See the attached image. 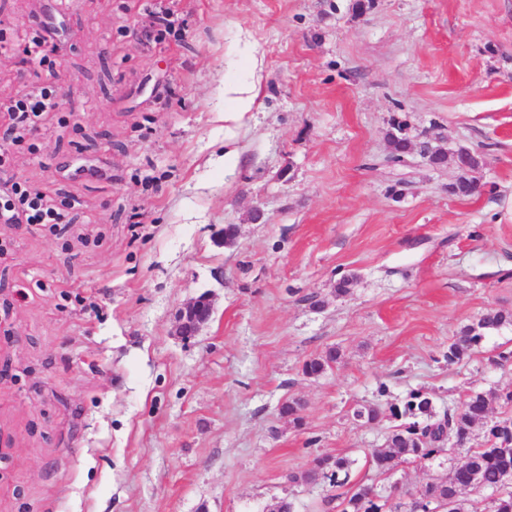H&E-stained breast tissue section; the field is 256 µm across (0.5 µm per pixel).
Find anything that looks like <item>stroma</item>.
<instances>
[{
	"mask_svg": "<svg viewBox=\"0 0 512 512\" xmlns=\"http://www.w3.org/2000/svg\"><path fill=\"white\" fill-rule=\"evenodd\" d=\"M52 15L0 0V127L45 78L25 45ZM60 26L58 112L33 146L0 141V194L77 204L0 223V512H324L361 484L407 502L463 453L378 473L391 405L484 393L512 416V324L444 358L512 315V0H70ZM238 85L255 102L228 131ZM203 293L210 321L176 335ZM322 457L344 485L309 479ZM511 322V316L503 312H487L476 325L464 327L448 345V354H446L448 363H456L470 356L488 331L499 329Z\"/></svg>",
	"mask_w": 512,
	"mask_h": 512,
	"instance_id": "obj_1",
	"label": "stroma"
}]
</instances>
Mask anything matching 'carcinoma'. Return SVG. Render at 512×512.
I'll list each match as a JSON object with an SVG mask.
<instances>
[{"label":"carcinoma","mask_w":512,"mask_h":512,"mask_svg":"<svg viewBox=\"0 0 512 512\" xmlns=\"http://www.w3.org/2000/svg\"><path fill=\"white\" fill-rule=\"evenodd\" d=\"M511 322L512 318L500 311L487 312L477 324L463 328L448 345V363L470 356L488 331ZM337 359L336 350L329 349L308 360L303 372L308 376L321 375ZM488 406L489 398L476 393L468 396L457 410L436 418L432 415L433 401L428 394L413 391L402 406L389 407L392 416L406 417L411 422L389 434L388 446L372 451L371 462L378 471L388 473L401 463L433 458L446 451L449 442L465 452L463 462L455 466L446 479L427 486L412 499L409 512H427V498L440 500L446 512H469L467 500L461 497L463 489L489 490L493 495L491 512H512V417L490 427L485 446H468L474 424L486 416ZM317 464L321 465L326 478L339 483L343 460L322 458ZM336 499L339 500L338 512H400L401 508V504L376 494L369 485H360L351 495H338Z\"/></svg>","instance_id":"cac0c4a2"}]
</instances>
